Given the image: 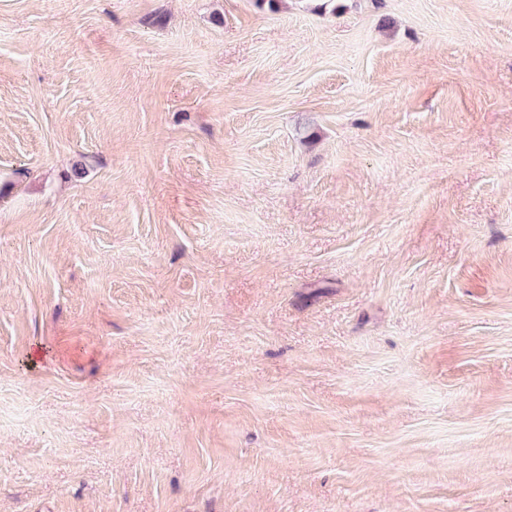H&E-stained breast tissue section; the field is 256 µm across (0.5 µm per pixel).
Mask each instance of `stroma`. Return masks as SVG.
I'll use <instances>...</instances> for the list:
<instances>
[{
    "instance_id": "stroma-1",
    "label": "stroma",
    "mask_w": 512,
    "mask_h": 512,
    "mask_svg": "<svg viewBox=\"0 0 512 512\" xmlns=\"http://www.w3.org/2000/svg\"><path fill=\"white\" fill-rule=\"evenodd\" d=\"M0 512H512V0H0Z\"/></svg>"
}]
</instances>
